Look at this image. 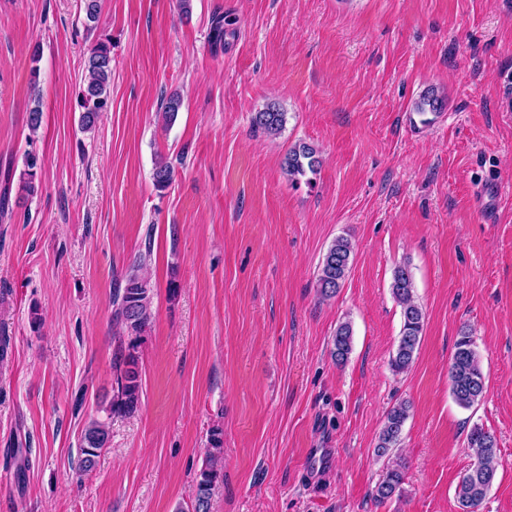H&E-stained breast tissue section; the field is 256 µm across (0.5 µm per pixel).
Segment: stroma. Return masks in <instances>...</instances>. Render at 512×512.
Instances as JSON below:
<instances>
[{"label": "stroma", "instance_id": "stroma-1", "mask_svg": "<svg viewBox=\"0 0 512 512\" xmlns=\"http://www.w3.org/2000/svg\"><path fill=\"white\" fill-rule=\"evenodd\" d=\"M100 3L90 32L82 0H0V170L42 162L38 193L0 214V512H188L217 426L209 512H460L476 424L499 448L481 512H512V0H192L186 18L178 0ZM104 36L112 107L84 132L76 96ZM430 90L445 106L423 116ZM270 102L287 114L275 138L251 123ZM298 142L321 164L293 185ZM339 236L351 271L323 299ZM142 252L141 405L111 418L113 288ZM403 263L425 326L397 374ZM464 329L487 375L468 409L448 376ZM401 401L402 494L378 502L374 448ZM92 418L110 443L82 473ZM353 261V247L344 237H337L327 249L318 278L321 296L331 298L345 282ZM352 329L348 322L341 323L337 328L333 338L331 354L337 364H343L352 348Z\"/></svg>", "mask_w": 512, "mask_h": 512}]
</instances>
